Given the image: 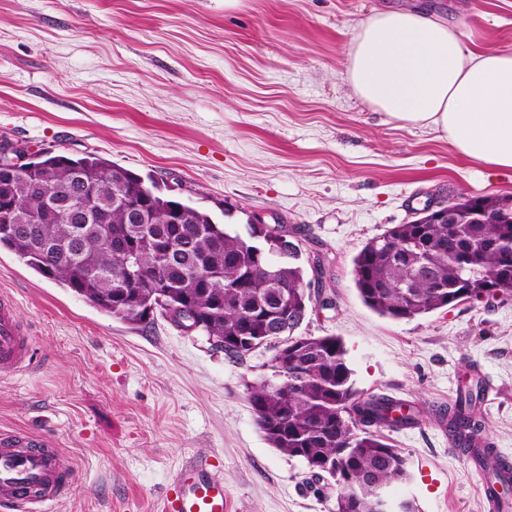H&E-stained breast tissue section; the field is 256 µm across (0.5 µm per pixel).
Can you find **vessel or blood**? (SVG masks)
<instances>
[{
  "mask_svg": "<svg viewBox=\"0 0 512 512\" xmlns=\"http://www.w3.org/2000/svg\"><path fill=\"white\" fill-rule=\"evenodd\" d=\"M31 339L18 318L13 300L0 296V376L28 368ZM467 458L483 474L482 496L488 512H512V502L502 494V479L488 471L480 453ZM70 478L61 471L56 451L44 437L24 430L0 432V512H46L65 492ZM224 483L206 463L185 461L177 485L164 501V512H226Z\"/></svg>",
  "mask_w": 512,
  "mask_h": 512,
  "instance_id": "vessel-or-blood-1",
  "label": "vessel or blood"
}]
</instances>
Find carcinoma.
<instances>
[{
	"instance_id": "cac0c4a2",
	"label": "carcinoma",
	"mask_w": 512,
	"mask_h": 512,
	"mask_svg": "<svg viewBox=\"0 0 512 512\" xmlns=\"http://www.w3.org/2000/svg\"><path fill=\"white\" fill-rule=\"evenodd\" d=\"M82 185L94 194L97 211L75 224L44 206L65 201ZM484 202V224H396L368 241L353 259L363 303L391 319H413L478 297L494 286L512 294V204L507 197H468L460 208ZM40 208L28 237L0 231L4 248L41 276L57 281L101 310L133 324L144 319L119 294L136 293L139 306L157 305L159 315L183 307L203 322L215 348L241 361L275 345L270 369L276 380L250 387L256 425L281 453L333 468L314 476L331 479L335 512H375L372 499L356 492L366 483L389 487L409 479L407 458L382 431L414 426L422 410L385 394L363 396L355 388L343 343L335 336H298L281 347L270 335L271 315L288 294V310L303 313L313 303L304 286L300 251L283 258L277 237L288 225L269 227L258 244L248 233L229 231L207 211L164 193L153 179L86 154L45 155L26 174L0 170V208ZM143 205L153 216L148 230L125 223V209ZM112 242L130 240L137 256L125 263L94 228ZM189 248L169 257L170 241ZM167 281L165 304L157 302L148 278ZM481 382L466 378L441 416L448 419L460 450H470L485 430L479 410Z\"/></svg>"
}]
</instances>
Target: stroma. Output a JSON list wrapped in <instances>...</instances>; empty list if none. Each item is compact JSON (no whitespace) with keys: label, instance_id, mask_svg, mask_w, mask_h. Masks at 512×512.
Masks as SVG:
<instances>
[{"label":"stroma","instance_id":"35a3bbf8","mask_svg":"<svg viewBox=\"0 0 512 512\" xmlns=\"http://www.w3.org/2000/svg\"><path fill=\"white\" fill-rule=\"evenodd\" d=\"M420 8L466 49L512 52V0H0V140L95 154L240 227L284 224L305 278L301 336H337L355 387L417 403L387 432L410 477L392 495L419 512H485L481 478L435 411L484 378L488 441L512 461V299L412 320L371 310L353 258L430 202L512 196V171L461 158L342 78L357 26L380 7ZM33 339L28 370L0 379V430L46 437L76 480L49 512H162L182 463L208 460L230 512H332L306 464L272 448L248 388L272 350L236 363L163 317L134 325L0 249V291Z\"/></svg>","mask_w":512,"mask_h":512}]
</instances>
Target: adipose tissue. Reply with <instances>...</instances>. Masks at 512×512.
Returning <instances> with one entry per match:
<instances>
[{
  "label": "adipose tissue",
  "instance_id": "ef3b65f1",
  "mask_svg": "<svg viewBox=\"0 0 512 512\" xmlns=\"http://www.w3.org/2000/svg\"><path fill=\"white\" fill-rule=\"evenodd\" d=\"M344 79L376 111L440 133L462 158L512 170V53L476 54L426 12L379 9L354 34Z\"/></svg>",
  "mask_w": 512,
  "mask_h": 512
}]
</instances>
